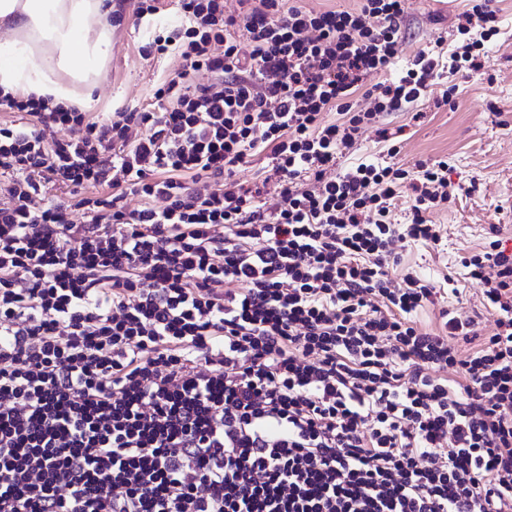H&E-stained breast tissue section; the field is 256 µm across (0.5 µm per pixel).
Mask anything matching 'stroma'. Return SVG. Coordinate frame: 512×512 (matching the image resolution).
<instances>
[{
    "instance_id": "obj_1",
    "label": "stroma",
    "mask_w": 512,
    "mask_h": 512,
    "mask_svg": "<svg viewBox=\"0 0 512 512\" xmlns=\"http://www.w3.org/2000/svg\"><path fill=\"white\" fill-rule=\"evenodd\" d=\"M113 3L124 20L112 29V53L90 89V110L97 114L151 103L156 84L181 65L175 56L153 60L139 53L155 32L179 23L176 7L140 20L133 14V0ZM468 6V0H405L408 34L399 46L398 64L411 61L429 40L445 35L455 15ZM495 7L500 33L484 66L463 76L440 73L414 112L388 114L378 128L366 129L355 148L336 163L343 171L359 158L385 156L390 139L400 144L396 163L410 168L422 161L451 159L455 196L431 216L443 229L441 246L406 244L392 269L397 275L413 268L446 288L443 303L417 315L425 331L440 329L446 307L473 317L482 332L493 327L480 287L468 278L460 259L478 251L490 229L504 239L512 236V0H496Z\"/></svg>"
}]
</instances>
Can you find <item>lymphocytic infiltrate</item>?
I'll use <instances>...</instances> for the list:
<instances>
[{"mask_svg": "<svg viewBox=\"0 0 512 512\" xmlns=\"http://www.w3.org/2000/svg\"><path fill=\"white\" fill-rule=\"evenodd\" d=\"M177 5L139 48L182 61L153 103L0 95V512H512V253L494 232L461 259L492 334L447 310L423 331L440 288L389 268L441 242L447 160L333 171L437 74L421 51L352 109L396 61L403 0ZM497 23L494 0L455 16L449 74ZM260 159L269 209L232 179Z\"/></svg>", "mask_w": 512, "mask_h": 512, "instance_id": "1", "label": "lymphocytic infiltrate"}]
</instances>
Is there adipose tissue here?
<instances>
[{"instance_id": "obj_1", "label": "adipose tissue", "mask_w": 512, "mask_h": 512, "mask_svg": "<svg viewBox=\"0 0 512 512\" xmlns=\"http://www.w3.org/2000/svg\"><path fill=\"white\" fill-rule=\"evenodd\" d=\"M106 0H0V92L90 107L76 92L112 51Z\"/></svg>"}]
</instances>
